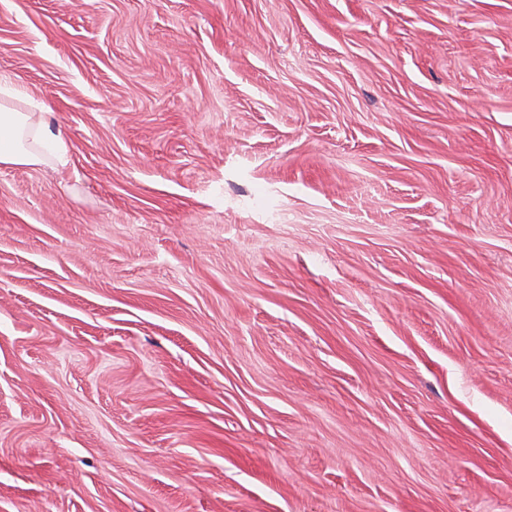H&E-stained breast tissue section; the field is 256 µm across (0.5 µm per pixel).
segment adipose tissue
<instances>
[{
  "mask_svg": "<svg viewBox=\"0 0 512 512\" xmlns=\"http://www.w3.org/2000/svg\"><path fill=\"white\" fill-rule=\"evenodd\" d=\"M45 110L44 103L0 80V164L33 167L43 164L49 154L60 161L65 159L63 139L35 118Z\"/></svg>",
  "mask_w": 512,
  "mask_h": 512,
  "instance_id": "ef3b65f1",
  "label": "adipose tissue"
}]
</instances>
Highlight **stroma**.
Here are the masks:
<instances>
[{
    "mask_svg": "<svg viewBox=\"0 0 512 512\" xmlns=\"http://www.w3.org/2000/svg\"><path fill=\"white\" fill-rule=\"evenodd\" d=\"M0 512H512V0H0ZM12 101L22 102L26 111L17 108ZM46 110L44 103L37 102L12 83L0 78V164L12 167L38 166L45 162L43 149L60 162L64 161L67 147L63 139L52 134L40 118L37 121L34 118ZM30 141L37 148H33Z\"/></svg>",
    "mask_w": 512,
    "mask_h": 512,
    "instance_id": "obj_1",
    "label": "stroma"
}]
</instances>
